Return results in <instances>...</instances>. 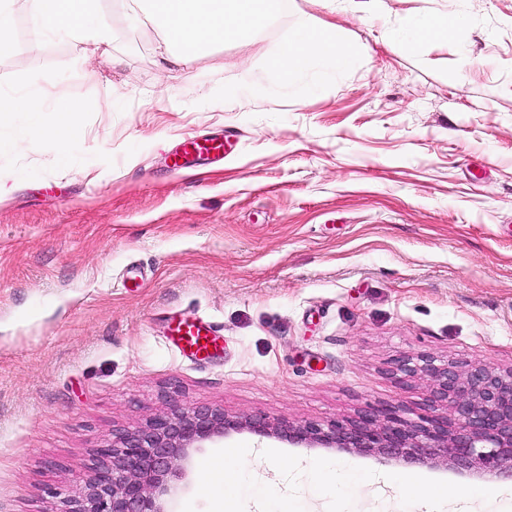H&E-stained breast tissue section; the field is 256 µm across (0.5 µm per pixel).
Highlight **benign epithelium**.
Returning a JSON list of instances; mask_svg holds the SVG:
<instances>
[{
    "label": "benign epithelium",
    "instance_id": "obj_1",
    "mask_svg": "<svg viewBox=\"0 0 512 512\" xmlns=\"http://www.w3.org/2000/svg\"><path fill=\"white\" fill-rule=\"evenodd\" d=\"M393 373L432 380L430 412L415 419L398 406L372 407L351 421L324 425L229 416L217 405L176 407L95 449L89 476L59 492L58 512H169L191 452L247 430L311 448H341L412 463L451 465L512 476V369L402 359Z\"/></svg>",
    "mask_w": 512,
    "mask_h": 512
}]
</instances>
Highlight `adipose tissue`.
Listing matches in <instances>:
<instances>
[{
    "label": "adipose tissue",
    "instance_id": "ef3b65f1",
    "mask_svg": "<svg viewBox=\"0 0 512 512\" xmlns=\"http://www.w3.org/2000/svg\"><path fill=\"white\" fill-rule=\"evenodd\" d=\"M279 6V0H129L134 14L159 28L162 59L181 67L190 66L209 46L249 40ZM26 10L36 32L62 31L97 46L110 40V28L99 17V0H26ZM354 57L336 32L305 25L268 57L265 66L287 82L312 63L346 66ZM50 87L45 78L37 89L0 93V153L15 150L36 128L65 154L82 141L78 103L62 99L46 110L44 97ZM21 113L28 123H17Z\"/></svg>",
    "mask_w": 512,
    "mask_h": 512
}]
</instances>
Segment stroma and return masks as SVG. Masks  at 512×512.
I'll return each mask as SVG.
<instances>
[{
  "instance_id": "obj_1",
  "label": "stroma",
  "mask_w": 512,
  "mask_h": 512,
  "mask_svg": "<svg viewBox=\"0 0 512 512\" xmlns=\"http://www.w3.org/2000/svg\"><path fill=\"white\" fill-rule=\"evenodd\" d=\"M370 17L283 0L247 42L189 67L159 31L102 0L109 52L39 36L22 10L0 49V92L52 76L78 101L67 163L35 132L0 154V512H56L54 489L95 448L173 406L270 421L426 407L427 377L395 360L512 368V0H386ZM463 16L448 40L409 39L405 18ZM327 24L354 63L285 85L264 67L299 22ZM229 135L223 161L171 172L185 133ZM189 311L224 337L207 366L164 338ZM258 482L287 480L264 449L376 471L353 512L402 510L396 472L495 489L512 477L231 434Z\"/></svg>"
}]
</instances>
